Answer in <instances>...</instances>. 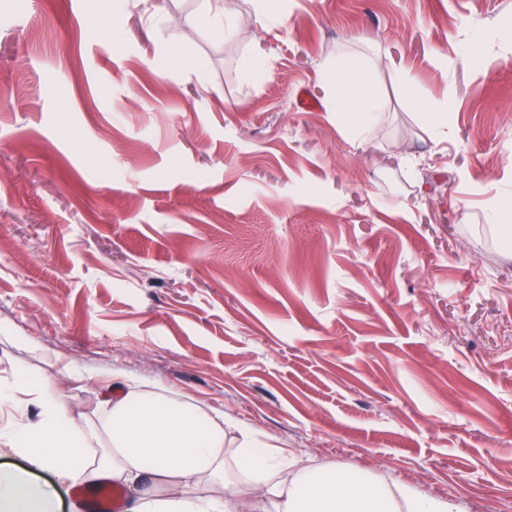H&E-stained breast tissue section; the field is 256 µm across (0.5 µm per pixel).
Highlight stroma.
I'll return each instance as SVG.
<instances>
[{
    "instance_id": "35a3bbf8",
    "label": "stroma",
    "mask_w": 512,
    "mask_h": 512,
    "mask_svg": "<svg viewBox=\"0 0 512 512\" xmlns=\"http://www.w3.org/2000/svg\"><path fill=\"white\" fill-rule=\"evenodd\" d=\"M234 5L223 32L203 0H0V387L25 369L81 424L161 383L512 512V0ZM166 46L191 66L158 75ZM357 58L360 135L322 79Z\"/></svg>"
}]
</instances>
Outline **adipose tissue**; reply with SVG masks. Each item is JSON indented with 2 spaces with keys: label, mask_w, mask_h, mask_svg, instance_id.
Masks as SVG:
<instances>
[{
  "label": "adipose tissue",
  "mask_w": 512,
  "mask_h": 512,
  "mask_svg": "<svg viewBox=\"0 0 512 512\" xmlns=\"http://www.w3.org/2000/svg\"><path fill=\"white\" fill-rule=\"evenodd\" d=\"M367 66L357 59L332 85L334 109L346 113L356 134L379 107L364 84ZM10 391L36 403L40 417L0 423V439L27 463L0 472V512H53L56 491L32 482L45 470L65 484L112 482L124 494L126 512H459L452 500L407 487L395 492L356 468L301 463L234 418L180 401L160 385L125 391L113 384L102 412L83 427L40 378L16 373ZM230 470L245 476L247 491L208 493L207 483H225Z\"/></svg>",
  "instance_id": "1"
}]
</instances>
